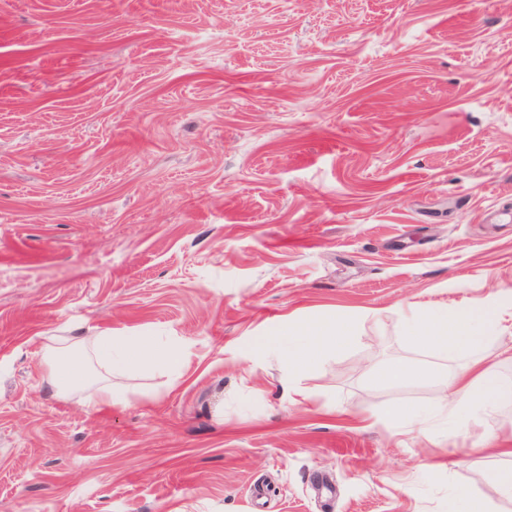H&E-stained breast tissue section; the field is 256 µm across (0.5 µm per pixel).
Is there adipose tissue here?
Masks as SVG:
<instances>
[{
  "mask_svg": "<svg viewBox=\"0 0 512 512\" xmlns=\"http://www.w3.org/2000/svg\"><path fill=\"white\" fill-rule=\"evenodd\" d=\"M512 315V292H494L485 298L457 305L429 309L414 308L403 318V329L413 346L430 349L450 358H460L464 367L414 368L402 363L388 365L382 374L391 386L441 385L435 406L438 413L457 423H469L499 406L512 403V382L504 380L494 367L486 365L483 350L504 329ZM346 324L326 319L301 328L299 338L288 341V378L295 381L306 371L322 366L337 347L348 340ZM73 349L80 350L83 362L55 369L51 388L65 395L75 387L90 385L82 406L95 409L125 404L124 393L112 381L116 368L130 371L149 362L166 369L176 363L168 349L139 336L62 337L60 344L48 346L51 357L61 358Z\"/></svg>",
  "mask_w": 512,
  "mask_h": 512,
  "instance_id": "adipose-tissue-1",
  "label": "adipose tissue"
}]
</instances>
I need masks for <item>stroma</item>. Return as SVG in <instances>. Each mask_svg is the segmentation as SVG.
<instances>
[{"label":"stroma","instance_id":"1","mask_svg":"<svg viewBox=\"0 0 512 512\" xmlns=\"http://www.w3.org/2000/svg\"><path fill=\"white\" fill-rule=\"evenodd\" d=\"M512 290V0H0V512H455L402 312ZM348 323L305 373L259 346ZM179 349L89 411L52 336Z\"/></svg>","mask_w":512,"mask_h":512}]
</instances>
